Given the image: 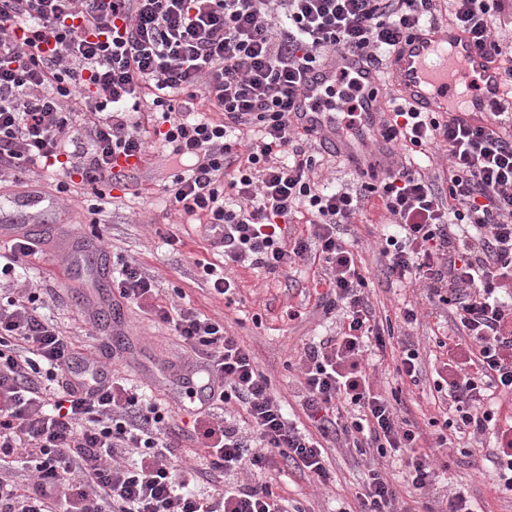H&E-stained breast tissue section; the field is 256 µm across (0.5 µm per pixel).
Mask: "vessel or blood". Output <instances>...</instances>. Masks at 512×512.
<instances>
[{
  "mask_svg": "<svg viewBox=\"0 0 512 512\" xmlns=\"http://www.w3.org/2000/svg\"><path fill=\"white\" fill-rule=\"evenodd\" d=\"M344 77L351 78L358 95L359 120L350 128L325 105L326 88ZM388 84L417 111L473 125L488 124L491 113L512 112L501 64L456 27L431 23L401 41L385 70L367 65L357 53L344 52L309 71L292 105L293 120L353 168L371 174L388 161L382 114ZM72 259L99 282L112 277L108 256L95 243L73 237Z\"/></svg>",
  "mask_w": 512,
  "mask_h": 512,
  "instance_id": "vessel-or-blood-1",
  "label": "vessel or blood"
}]
</instances>
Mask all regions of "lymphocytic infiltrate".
<instances>
[{
  "instance_id": "obj_1",
  "label": "lymphocytic infiltrate",
  "mask_w": 512,
  "mask_h": 512,
  "mask_svg": "<svg viewBox=\"0 0 512 512\" xmlns=\"http://www.w3.org/2000/svg\"><path fill=\"white\" fill-rule=\"evenodd\" d=\"M450 2L451 24L503 62L512 89V44L490 30L504 0ZM438 19L437 0H0V169L64 167L82 183L114 185L126 178L120 159L161 141L178 166L165 193L225 264L274 272L319 260L323 307L343 313L336 335L302 349L301 424L223 323L169 308L139 264H122L119 298L167 324L195 356L179 381L188 398L205 397L193 410L202 455L184 468L159 403L80 354L40 312L38 294L1 288L0 462L27 465L33 480L0 472V512H284L275 473L290 465L327 482L325 445L338 441L361 456L404 457L408 486L433 497L426 512H469L464 488L438 491L435 453L452 435L491 437L482 454L512 494V417L491 403L512 394V113L474 126L390 103L388 141L444 150L448 192L393 159L366 199L315 183L312 135L291 117L307 71L348 50L381 66ZM146 87L161 119L132 117ZM199 100L223 119L198 111ZM372 198L394 226L382 251L390 275L423 283L459 331L435 341L445 411L425 431L404 416L400 389L368 370L385 330L340 228ZM300 214L309 236L289 239ZM356 500V512H394L399 495L373 465Z\"/></svg>"
}]
</instances>
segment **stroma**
<instances>
[{
    "mask_svg": "<svg viewBox=\"0 0 512 512\" xmlns=\"http://www.w3.org/2000/svg\"><path fill=\"white\" fill-rule=\"evenodd\" d=\"M145 158V166L131 171L125 184L116 188L77 180L62 193L57 185L64 180V172H49L37 165L30 167L19 184L10 175H2L0 214L21 224L34 218L47 225L73 223L81 237L100 242L112 263L124 259L139 263L161 300L185 301L239 336L291 414L301 415L297 394L302 348L314 338L336 334L340 325L339 312L325 313L318 302L315 286L323 279V270L316 264L276 272L233 266L238 291L233 303H226L214 294L204 273L206 264L220 263V255L162 192L173 174L164 150L148 144ZM32 193L42 199L35 210L25 204ZM386 223L385 210L370 207L344 225L343 231L359 246L377 321L391 322L399 336L403 333L401 309L409 303L418 308V323L410 334L426 349L419 386H399L388 355L381 357L376 376L383 386L402 387L410 418L420 422L437 412L433 379L439 351L435 340L455 335L456 328L445 308L423 299L421 287L388 275L380 242ZM67 263L65 240L51 238L42 240L38 254L28 262L31 285L47 302L46 316L74 336L80 352L107 363L128 385L168 410L172 425L182 426L189 419L191 405L173 386L170 367L190 362V352L167 326L154 322L136 306L111 302L112 287L100 289L87 279L68 277ZM291 306L301 311L293 321L285 316ZM91 311L99 317L103 335L92 334L86 325L85 316ZM472 446V441L464 439L449 449V483L469 485L475 512H512V496L497 491L491 464L470 455ZM327 467L334 480L324 488L294 468L283 470L279 483L287 512H354L353 494L367 474L364 461L332 446Z\"/></svg>",
    "mask_w": 512,
    "mask_h": 512,
    "instance_id": "stroma-1",
    "label": "stroma"
}]
</instances>
